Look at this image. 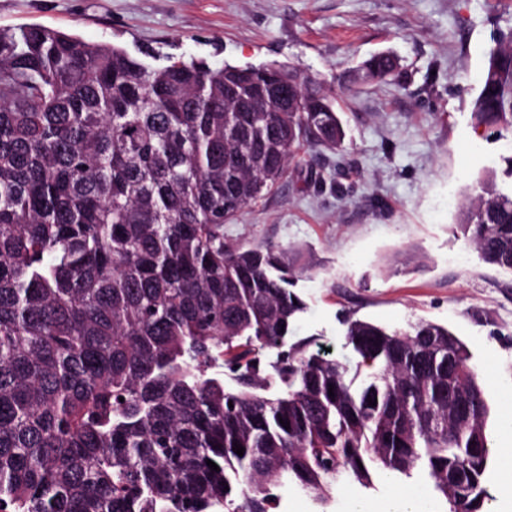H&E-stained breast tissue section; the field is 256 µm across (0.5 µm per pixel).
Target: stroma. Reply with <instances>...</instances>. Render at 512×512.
I'll return each instance as SVG.
<instances>
[{
  "mask_svg": "<svg viewBox=\"0 0 512 512\" xmlns=\"http://www.w3.org/2000/svg\"><path fill=\"white\" fill-rule=\"evenodd\" d=\"M43 25L124 47L147 66L167 57L212 66L293 68L337 103L344 149L310 148L271 194L224 227L227 242L276 244L303 257L307 304L296 338L342 360L348 314L390 328L428 320L492 369L487 431L511 444L499 390L512 387V272L483 262L457 224L468 187L503 172L504 145L474 127L471 102L512 0H0V29ZM378 52L399 60L386 81L351 72ZM419 483L347 482L328 512H381Z\"/></svg>",
  "mask_w": 512,
  "mask_h": 512,
  "instance_id": "1",
  "label": "stroma"
}]
</instances>
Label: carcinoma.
I'll return each mask as SVG.
<instances>
[{"instance_id":"cac0c4a2","label":"carcinoma","mask_w":512,"mask_h":512,"mask_svg":"<svg viewBox=\"0 0 512 512\" xmlns=\"http://www.w3.org/2000/svg\"><path fill=\"white\" fill-rule=\"evenodd\" d=\"M284 69L152 68L54 28L0 30V512H276L290 484L327 512L375 472L423 479L439 512H488L467 345L350 317L357 385L289 341L298 256L224 240L302 145L344 143L333 100L293 69L281 88ZM396 69L372 56L355 73ZM471 117L512 130V31ZM458 224L512 272V185L488 172Z\"/></svg>"}]
</instances>
